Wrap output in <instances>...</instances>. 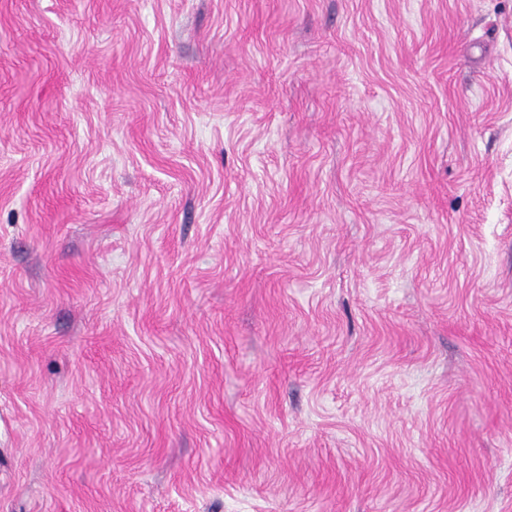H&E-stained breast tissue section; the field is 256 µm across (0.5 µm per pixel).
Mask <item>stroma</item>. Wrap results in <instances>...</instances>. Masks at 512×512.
I'll return each mask as SVG.
<instances>
[{
	"instance_id": "stroma-1",
	"label": "stroma",
	"mask_w": 512,
	"mask_h": 512,
	"mask_svg": "<svg viewBox=\"0 0 512 512\" xmlns=\"http://www.w3.org/2000/svg\"><path fill=\"white\" fill-rule=\"evenodd\" d=\"M0 512H512V0H0Z\"/></svg>"
}]
</instances>
